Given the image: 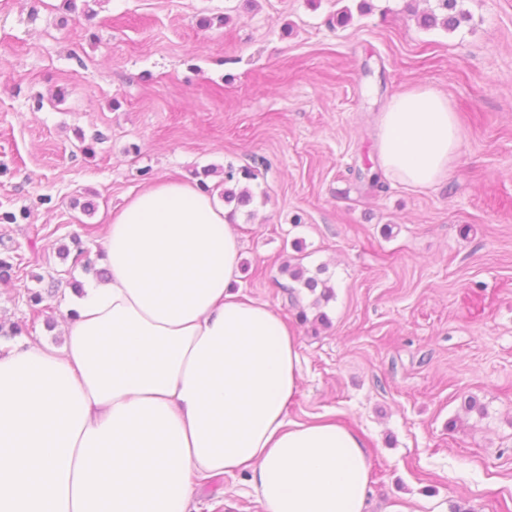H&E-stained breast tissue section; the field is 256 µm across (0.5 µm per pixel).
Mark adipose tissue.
<instances>
[{"instance_id": "ef3b65f1", "label": "adipose tissue", "mask_w": 512, "mask_h": 512, "mask_svg": "<svg viewBox=\"0 0 512 512\" xmlns=\"http://www.w3.org/2000/svg\"><path fill=\"white\" fill-rule=\"evenodd\" d=\"M461 141L447 97L395 94L378 117L384 176L429 188ZM64 344L0 345V512H199L201 485L247 472L263 512H364L362 435L286 414L300 349L233 286L239 233L196 181L144 185L100 239Z\"/></svg>"}]
</instances>
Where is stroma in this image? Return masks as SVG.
<instances>
[{
	"label": "stroma",
	"mask_w": 512,
	"mask_h": 512,
	"mask_svg": "<svg viewBox=\"0 0 512 512\" xmlns=\"http://www.w3.org/2000/svg\"><path fill=\"white\" fill-rule=\"evenodd\" d=\"M0 0V323L62 346L72 281L92 275L110 211L151 180L253 165L225 205L237 283L294 328L289 419L333 417L371 460L367 512H512V0ZM210 26H201V18ZM426 85L461 123L439 184L381 179L376 117ZM325 267L326 323H301L288 263ZM44 297L41 309L29 297ZM475 397L484 414L469 413ZM200 512H262L243 473ZM435 6L423 12L420 16V24L425 28H432L441 25L446 29L455 28L466 14L457 10L458 0H435Z\"/></svg>",
	"instance_id": "1"
}]
</instances>
